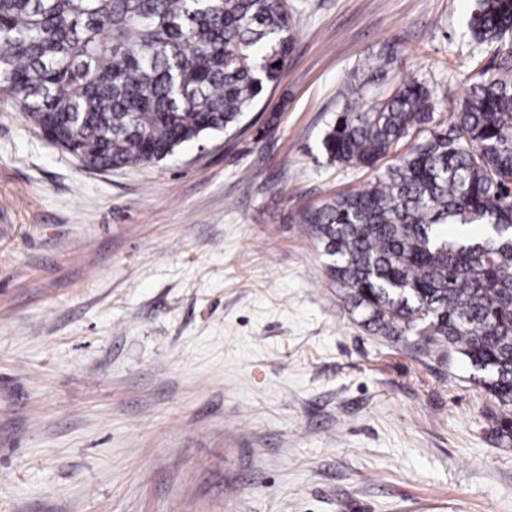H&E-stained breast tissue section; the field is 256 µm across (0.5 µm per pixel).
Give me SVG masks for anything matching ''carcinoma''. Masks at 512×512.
Wrapping results in <instances>:
<instances>
[{
  "label": "carcinoma",
  "mask_w": 512,
  "mask_h": 512,
  "mask_svg": "<svg viewBox=\"0 0 512 512\" xmlns=\"http://www.w3.org/2000/svg\"><path fill=\"white\" fill-rule=\"evenodd\" d=\"M468 28L498 61L445 123L413 80L346 105L322 152L367 186L298 213L350 311L374 336L451 350L512 439V0H476ZM286 0H0V91L98 169L159 162L234 131L280 77Z\"/></svg>",
  "instance_id": "cac0c4a2"
}]
</instances>
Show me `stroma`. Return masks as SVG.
<instances>
[{
    "mask_svg": "<svg viewBox=\"0 0 512 512\" xmlns=\"http://www.w3.org/2000/svg\"><path fill=\"white\" fill-rule=\"evenodd\" d=\"M240 130L98 171L0 97V512H512V440L456 354L365 331L300 208L364 187L348 79L436 117L495 69L475 0H288Z\"/></svg>",
    "mask_w": 512,
    "mask_h": 512,
    "instance_id": "obj_1",
    "label": "stroma"
}]
</instances>
